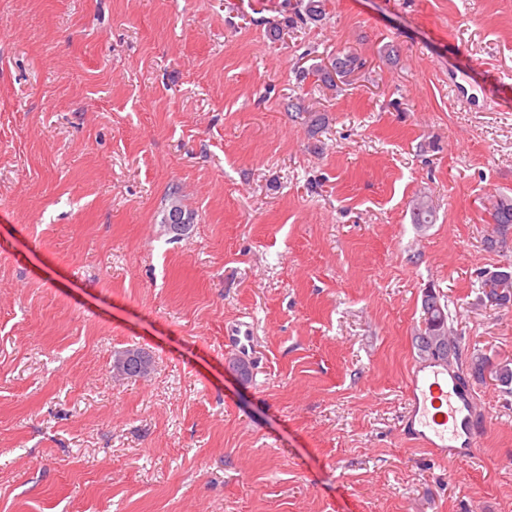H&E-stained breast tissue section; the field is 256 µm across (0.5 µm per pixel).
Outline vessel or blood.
Segmentation results:
<instances>
[{
    "mask_svg": "<svg viewBox=\"0 0 512 512\" xmlns=\"http://www.w3.org/2000/svg\"><path fill=\"white\" fill-rule=\"evenodd\" d=\"M480 429L472 388L442 361L413 365L402 434L420 447L456 460L476 451Z\"/></svg>",
    "mask_w": 512,
    "mask_h": 512,
    "instance_id": "1",
    "label": "vessel or blood"
}]
</instances>
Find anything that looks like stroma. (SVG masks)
I'll return each mask as SVG.
<instances>
[{
	"instance_id": "stroma-1",
	"label": "stroma",
	"mask_w": 512,
	"mask_h": 512,
	"mask_svg": "<svg viewBox=\"0 0 512 512\" xmlns=\"http://www.w3.org/2000/svg\"><path fill=\"white\" fill-rule=\"evenodd\" d=\"M296 3L0 0V512H512L493 375L468 461L397 434L425 289L512 362V0ZM365 62L354 53L344 54L342 57L336 55V59L331 64V70L317 69L316 73L325 83H334V76L346 77L356 69H361ZM491 205L493 233L497 238L494 236L487 238V245L488 248L495 250L499 243L506 241L508 231L512 228V196L500 194L495 197ZM498 272L506 273L508 275L496 274ZM478 279L480 288H482V293L489 302L498 305L499 303L495 302L502 301V306H512V266L509 265L507 268L500 267L494 271H480L478 274ZM501 285L504 287L499 290L500 288L498 287Z\"/></svg>"
}]
</instances>
